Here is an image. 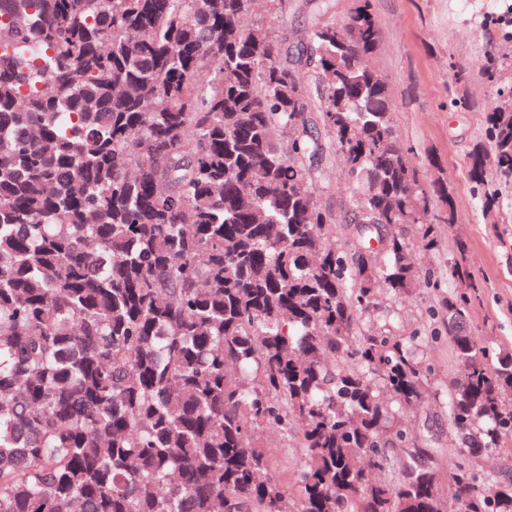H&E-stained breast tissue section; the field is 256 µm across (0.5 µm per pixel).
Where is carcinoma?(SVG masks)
Returning a JSON list of instances; mask_svg holds the SVG:
<instances>
[{
	"label": "carcinoma",
	"instance_id": "obj_1",
	"mask_svg": "<svg viewBox=\"0 0 512 512\" xmlns=\"http://www.w3.org/2000/svg\"><path fill=\"white\" fill-rule=\"evenodd\" d=\"M305 2L278 30L288 0H0V512H512V469L473 462L512 440V350L453 258L448 494L410 436L437 331L378 312L423 274L381 228L431 250L455 201L398 139L370 0ZM486 139L471 178L512 179V94ZM297 425L290 495L261 437ZM330 176L333 184L336 185V191L330 196L323 197V204L330 207L336 213L337 218H342L343 211L350 199V190L346 184L345 174L338 156H336V161L330 163Z\"/></svg>",
	"mask_w": 512,
	"mask_h": 512
}]
</instances>
